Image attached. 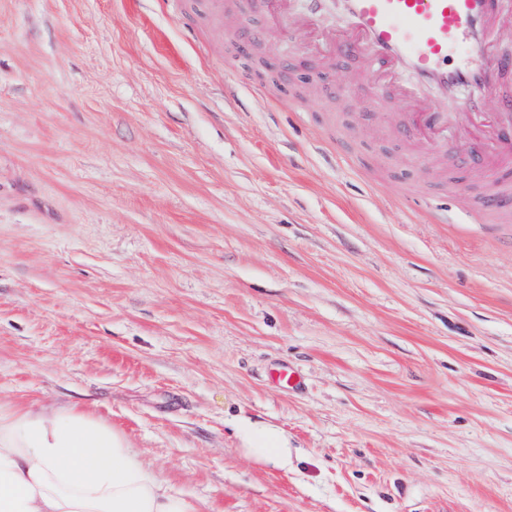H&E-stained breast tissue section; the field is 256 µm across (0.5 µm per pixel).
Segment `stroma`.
I'll return each mask as SVG.
<instances>
[{"label": "stroma", "mask_w": 512, "mask_h": 512, "mask_svg": "<svg viewBox=\"0 0 512 512\" xmlns=\"http://www.w3.org/2000/svg\"><path fill=\"white\" fill-rule=\"evenodd\" d=\"M299 49L257 0H0V405L201 512H512V226ZM245 454L263 464L288 469V437L278 428L242 419L236 426Z\"/></svg>", "instance_id": "35a3bbf8"}]
</instances>
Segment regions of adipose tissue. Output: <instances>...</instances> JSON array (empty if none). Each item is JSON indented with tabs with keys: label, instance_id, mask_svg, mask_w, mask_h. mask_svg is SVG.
<instances>
[{
	"label": "adipose tissue",
	"instance_id": "1",
	"mask_svg": "<svg viewBox=\"0 0 512 512\" xmlns=\"http://www.w3.org/2000/svg\"><path fill=\"white\" fill-rule=\"evenodd\" d=\"M245 454L288 466L278 428L240 420ZM0 512H200L126 437L78 406L0 407Z\"/></svg>",
	"mask_w": 512,
	"mask_h": 512
}]
</instances>
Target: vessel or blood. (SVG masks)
Wrapping results in <instances>:
<instances>
[{
	"label": "vessel or blood",
	"instance_id": "b4317fda",
	"mask_svg": "<svg viewBox=\"0 0 512 512\" xmlns=\"http://www.w3.org/2000/svg\"><path fill=\"white\" fill-rule=\"evenodd\" d=\"M292 3L310 25L335 16L323 66L351 62L350 87L370 109L409 113L391 129L408 152L458 193L467 191L460 174L479 177L483 223L511 224L512 92L492 75L512 77V54L496 48L497 33L512 31V0H278L274 28L287 30Z\"/></svg>",
	"mask_w": 512,
	"mask_h": 512
}]
</instances>
